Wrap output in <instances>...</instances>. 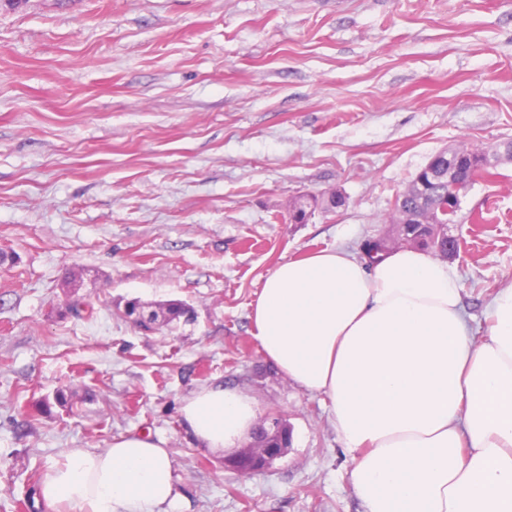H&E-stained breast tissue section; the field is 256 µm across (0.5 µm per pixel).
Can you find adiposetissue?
<instances>
[{"label": "adipose tissue", "instance_id": "ef3b65f1", "mask_svg": "<svg viewBox=\"0 0 512 512\" xmlns=\"http://www.w3.org/2000/svg\"><path fill=\"white\" fill-rule=\"evenodd\" d=\"M447 263L404 246L364 261L324 250L267 275L254 335L288 380L326 397L365 512H512V284L475 337ZM181 415L207 448L258 426L254 399L206 386ZM41 499L71 512H177L165 441L146 434L68 450Z\"/></svg>", "mask_w": 512, "mask_h": 512}]
</instances>
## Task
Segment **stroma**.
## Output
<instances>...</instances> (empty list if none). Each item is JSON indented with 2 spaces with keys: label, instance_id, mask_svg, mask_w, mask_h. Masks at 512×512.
<instances>
[{
  "label": "stroma",
  "instance_id": "stroma-1",
  "mask_svg": "<svg viewBox=\"0 0 512 512\" xmlns=\"http://www.w3.org/2000/svg\"><path fill=\"white\" fill-rule=\"evenodd\" d=\"M512 139V0H25L0 7V512L72 448L164 438L182 512H364L323 396L253 334L279 263L360 253L436 152ZM463 197L451 260L476 333L512 284V162ZM345 206L288 221L297 196ZM482 223H471L474 213ZM92 316L73 317V276ZM180 300L153 332L126 301ZM252 396L293 441L241 475L180 408ZM72 409L34 407L58 389Z\"/></svg>",
  "mask_w": 512,
  "mask_h": 512
}]
</instances>
